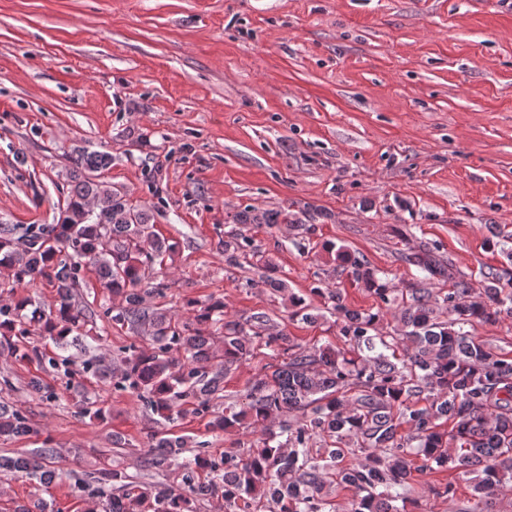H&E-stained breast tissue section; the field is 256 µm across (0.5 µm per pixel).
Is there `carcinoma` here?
<instances>
[{"mask_svg":"<svg viewBox=\"0 0 512 512\" xmlns=\"http://www.w3.org/2000/svg\"><path fill=\"white\" fill-rule=\"evenodd\" d=\"M106 153L78 151L71 157L67 195L55 224H32L20 246L15 227L0 224V266L17 286L41 279L56 288L55 309L27 317L28 300L0 302V350L19 361L49 365L69 377L74 357L67 353L73 332L85 322V309L73 296L81 271L96 270L102 287L122 297L121 306L101 307L104 317L133 328L145 326L152 346L131 345L122 368L114 371L104 357L83 369L112 380L142 406L171 422L187 412L205 413L223 399L224 376L258 350L272 351V371L251 385L245 401L214 412L209 425L219 431L254 428L257 444L215 459L197 454L177 463L187 440L168 430L150 434L144 467L163 470L177 465L180 483L137 485L125 471L102 467L90 473L88 493L105 500V512H190L191 504L219 497L224 512L240 507L264 512H325L327 490L351 492L345 512H406L418 507L412 496L415 474L448 469L470 477L474 503L462 512H494L493 501L512 488V355L469 331L476 323L498 325L512 319V270L486 276L475 290L464 279L452 287L425 288L414 283L405 294L389 287L388 278L367 261L340 248L336 261L353 281L375 298L378 310L350 308L338 290L310 288L339 320L340 343L296 347L288 336L271 333L266 312L242 320L224 315V302L190 301L178 316L145 307V296L163 295L165 281L151 282L155 265L173 250L151 230L149 210L98 180L107 168ZM238 224H298L283 207L260 214L245 209ZM224 256L237 262L251 256L265 270L264 283L277 292L285 284L274 278L276 264L251 242L225 233ZM431 280L448 276L431 251L407 258ZM401 300L405 331L391 336L380 327L383 307ZM291 318L313 322L314 307L302 296L288 297ZM49 336L57 352L48 355L29 341L33 330ZM223 336L218 357L211 336ZM84 417L102 420L104 403L83 394L75 401ZM183 404L193 409L174 411ZM297 411L294 423L271 429L283 413ZM34 432L21 410L0 404V436ZM52 447L35 448L21 458L0 456V469L50 484L55 472L45 467ZM402 502L397 507L395 502Z\"/></svg>","mask_w":512,"mask_h":512,"instance_id":"1","label":"carcinoma"}]
</instances>
